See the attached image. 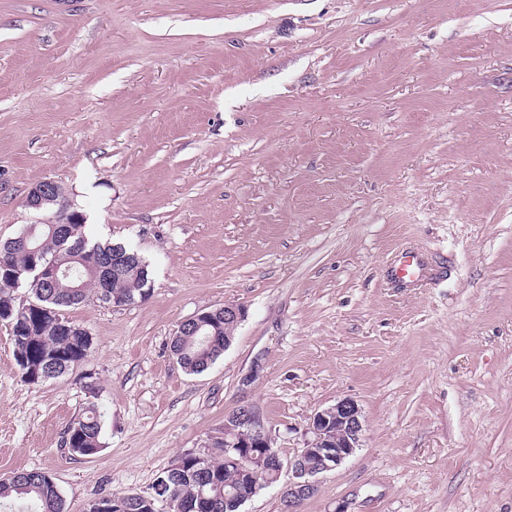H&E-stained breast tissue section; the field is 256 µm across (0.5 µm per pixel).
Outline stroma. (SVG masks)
Returning <instances> with one entry per match:
<instances>
[{
    "label": "stroma",
    "mask_w": 512,
    "mask_h": 512,
    "mask_svg": "<svg viewBox=\"0 0 512 512\" xmlns=\"http://www.w3.org/2000/svg\"><path fill=\"white\" fill-rule=\"evenodd\" d=\"M45 179L151 290L67 309L91 353L39 384L0 322V477L85 512L237 405L286 460L347 397L362 445L298 512H512V0H0V240ZM227 303L186 373L174 332ZM92 406L104 448L71 456ZM218 308L199 311L190 318L183 321L178 330L185 323L196 327L197 329L208 324L210 325L196 331L194 328H187L185 336H173L170 343V353L176 362L189 374H199L207 370L223 354L225 348L224 327L229 336L225 338L232 339L237 325L245 317V308L240 304H224V309L215 313ZM212 311V312H211ZM236 326V327H234ZM217 333L216 335H214Z\"/></svg>",
    "instance_id": "35a3bbf8"
}]
</instances>
